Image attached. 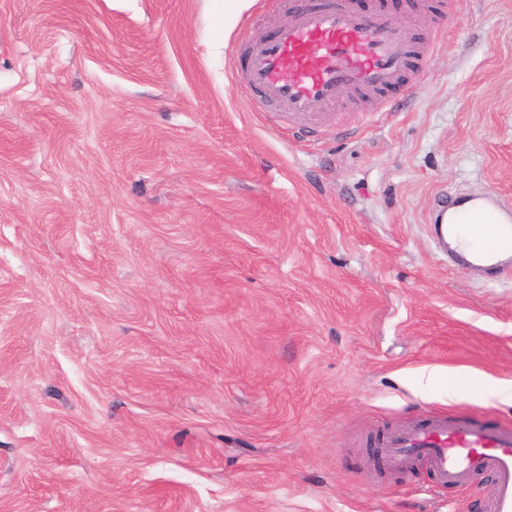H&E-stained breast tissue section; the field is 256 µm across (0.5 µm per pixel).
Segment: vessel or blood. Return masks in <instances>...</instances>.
I'll list each match as a JSON object with an SVG mask.
<instances>
[{"label": "vessel or blood", "instance_id": "1", "mask_svg": "<svg viewBox=\"0 0 512 512\" xmlns=\"http://www.w3.org/2000/svg\"><path fill=\"white\" fill-rule=\"evenodd\" d=\"M432 43L376 7L366 16L351 0H309L274 34L244 26L238 40V76L260 112H278L295 126L338 124L336 106L345 89L369 94L371 111L394 107L393 91L414 95ZM486 213L473 223L457 206L438 201L442 236L469 247L475 265L498 267L512 259V213L488 195ZM392 464L422 458L443 485L492 475L488 512H512V430H493L445 415L393 431L382 441Z\"/></svg>", "mask_w": 512, "mask_h": 512}]
</instances>
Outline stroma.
Returning a JSON list of instances; mask_svg holds the SVG:
<instances>
[{"instance_id":"35a3bbf8","label":"stroma","mask_w":512,"mask_h":512,"mask_svg":"<svg viewBox=\"0 0 512 512\" xmlns=\"http://www.w3.org/2000/svg\"><path fill=\"white\" fill-rule=\"evenodd\" d=\"M262 0H0V512H487L371 436L512 381V271L433 200L512 209V0L420 8L397 112L299 134L233 76ZM437 381L421 388L419 374Z\"/></svg>"}]
</instances>
